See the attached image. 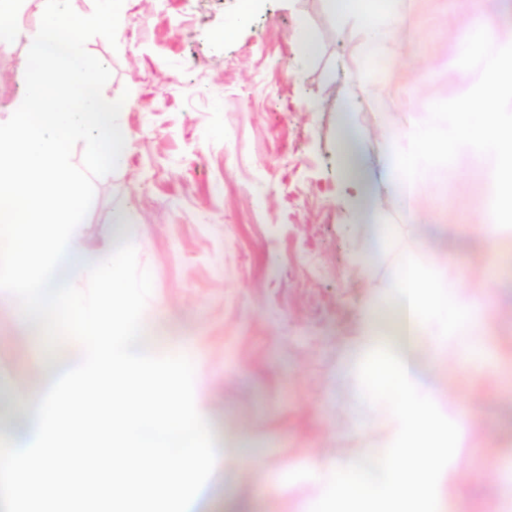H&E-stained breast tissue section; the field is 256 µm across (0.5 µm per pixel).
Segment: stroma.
Wrapping results in <instances>:
<instances>
[{
	"instance_id": "stroma-1",
	"label": "stroma",
	"mask_w": 512,
	"mask_h": 512,
	"mask_svg": "<svg viewBox=\"0 0 512 512\" xmlns=\"http://www.w3.org/2000/svg\"><path fill=\"white\" fill-rule=\"evenodd\" d=\"M238 0H126L116 44L88 39L122 101L117 168L94 181L72 234L94 257L135 233L152 292L143 312L160 353L181 339L198 359L195 405L228 451L202 512H304L321 497L312 466L388 446L392 425L355 424L357 376L345 354L377 336L393 309L399 261L428 251L486 311L480 370L424 365L441 405L464 408V436L440 477L443 512H505L512 472V248L480 225L481 167L448 174L447 203L424 200L405 223L384 168L389 134L474 85L457 61L472 0H406L376 57L368 18L329 0H257L233 36ZM309 32L305 48L297 29ZM28 42L0 44V122L21 92ZM40 334L0 299V421L18 426L49 382ZM254 462H243L244 450Z\"/></svg>"
}]
</instances>
